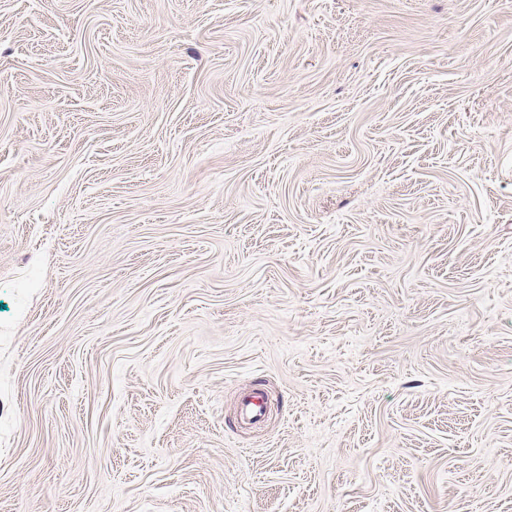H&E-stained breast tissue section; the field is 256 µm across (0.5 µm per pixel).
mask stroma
<instances>
[{"mask_svg":"<svg viewBox=\"0 0 512 512\" xmlns=\"http://www.w3.org/2000/svg\"><path fill=\"white\" fill-rule=\"evenodd\" d=\"M0 512H512V0H0Z\"/></svg>","mask_w":512,"mask_h":512,"instance_id":"obj_1","label":"stroma"}]
</instances>
